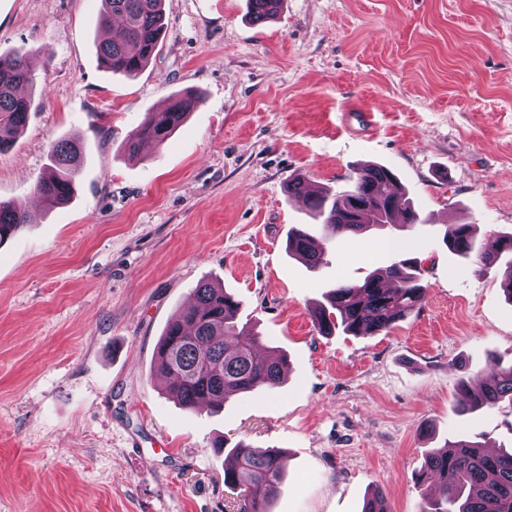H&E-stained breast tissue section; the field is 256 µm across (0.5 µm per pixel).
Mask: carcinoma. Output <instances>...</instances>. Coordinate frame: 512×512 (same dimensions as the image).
I'll use <instances>...</instances> for the list:
<instances>
[{
  "label": "carcinoma",
  "instance_id": "cac0c4a2",
  "mask_svg": "<svg viewBox=\"0 0 512 512\" xmlns=\"http://www.w3.org/2000/svg\"><path fill=\"white\" fill-rule=\"evenodd\" d=\"M100 23L116 17L123 22L121 38L97 45L98 61L111 74L137 77L159 52L165 26L164 0H101ZM253 22L273 18L281 0H248ZM35 74L27 56L19 52L0 54V152L7 149L25 127L31 100L16 93L18 86H34ZM190 103L173 97L159 119L147 115L124 144L130 158L148 149H158L188 116ZM81 153L77 139L52 146L48 174L35 190L50 209L68 205L74 194L76 162ZM288 195L305 199L310 217L334 237L357 236L373 227L419 223V214L394 173L383 165L366 164L356 169L350 188L312 192L297 177L288 182ZM20 205L0 201V244L31 223ZM454 254L491 269L505 264L503 291L512 301V233L479 241L472 224H448L443 235ZM288 252L312 271L323 263V248L308 225L288 231ZM421 265L416 258L401 259L360 284L340 283L328 295L329 307L314 315L319 333L328 335L336 326L353 335H375L393 328L416 313L425 298ZM239 302L222 288L208 282L194 289V303L183 308L168 323L158 343L154 360L157 374L168 392L192 409L204 400L220 408L228 397L242 392L272 388L284 375L286 360L265 349L258 337L238 326ZM462 401L459 416L501 402L512 405V364L496 361L483 384H470L460 367ZM236 466L224 470V484L235 486L246 475V497L240 512H269L282 476V451L257 448L242 441L227 447ZM418 480L430 481L437 496L422 512H512V453L489 454L483 445L463 436L445 444V449L427 455Z\"/></svg>",
  "mask_w": 512,
  "mask_h": 512
}]
</instances>
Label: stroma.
<instances>
[{"instance_id":"35a3bbf8","label":"stroma","mask_w":512,"mask_h":512,"mask_svg":"<svg viewBox=\"0 0 512 512\" xmlns=\"http://www.w3.org/2000/svg\"><path fill=\"white\" fill-rule=\"evenodd\" d=\"M101 0H0V53L33 52L28 122L0 153V200L36 211L0 245V512H240L215 439L283 452L271 512H421L429 451L458 435L512 448V406L454 408L512 362L504 266L449 252L445 225L512 231V0H165L161 49L133 80L105 71ZM190 94L159 149L123 152L146 113ZM80 137L75 194L38 204L52 145ZM398 177L423 219L325 241L309 270L286 248L309 223L288 183ZM421 262L426 297L389 333L324 336L339 282ZM284 356L278 386L221 413L182 408L156 345L199 283Z\"/></svg>"}]
</instances>
